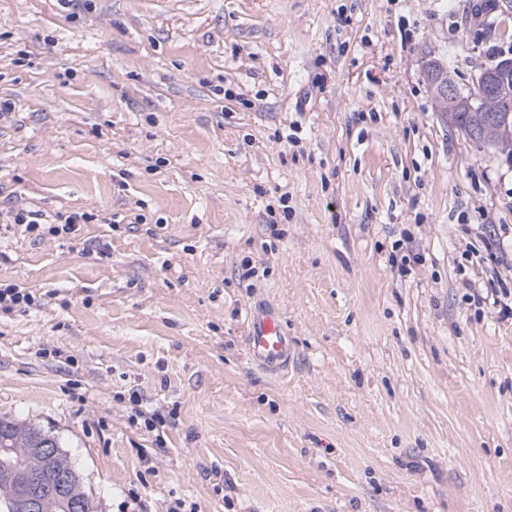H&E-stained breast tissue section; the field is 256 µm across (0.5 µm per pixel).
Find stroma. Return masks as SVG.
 Returning <instances> with one entry per match:
<instances>
[{"label": "stroma", "instance_id": "stroma-1", "mask_svg": "<svg viewBox=\"0 0 512 512\" xmlns=\"http://www.w3.org/2000/svg\"><path fill=\"white\" fill-rule=\"evenodd\" d=\"M475 3L0 0V213L94 216L0 223L36 296L0 313V415L97 512H512V167L423 74L512 57ZM258 306L286 371L247 356ZM11 218L10 223L6 224H17V226H25V231L33 232L40 226H48L47 231L43 232V236L51 238H57L63 235L74 234L78 224H87L93 218L91 213H72L65 215L63 213H57L55 215V221L57 222H41L45 220L43 214L39 210L19 209L17 211L11 210L9 212ZM47 221V220H45ZM291 350V337L275 312L263 308L249 311L246 351L252 362L279 372L288 367Z\"/></svg>", "mask_w": 512, "mask_h": 512}]
</instances>
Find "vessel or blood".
Returning <instances> with one entry per match:
<instances>
[{
  "label": "vessel or blood",
  "mask_w": 512,
  "mask_h": 512,
  "mask_svg": "<svg viewBox=\"0 0 512 512\" xmlns=\"http://www.w3.org/2000/svg\"><path fill=\"white\" fill-rule=\"evenodd\" d=\"M292 341L278 315L263 308L248 313L246 351L255 364L272 372L287 368Z\"/></svg>",
  "instance_id": "1"
}]
</instances>
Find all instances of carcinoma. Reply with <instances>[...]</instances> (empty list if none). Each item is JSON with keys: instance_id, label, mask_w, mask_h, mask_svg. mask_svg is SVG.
I'll return each instance as SVG.
<instances>
[{"instance_id": "carcinoma-1", "label": "carcinoma", "mask_w": 512, "mask_h": 512, "mask_svg": "<svg viewBox=\"0 0 512 512\" xmlns=\"http://www.w3.org/2000/svg\"><path fill=\"white\" fill-rule=\"evenodd\" d=\"M512 76L488 92L478 112H450L448 119L458 131L469 135V128L483 126L484 137L472 140L489 147L500 159H512ZM57 438L42 429L0 416V512H17L12 493L13 475L22 467L38 468L43 458L31 452Z\"/></svg>"}]
</instances>
